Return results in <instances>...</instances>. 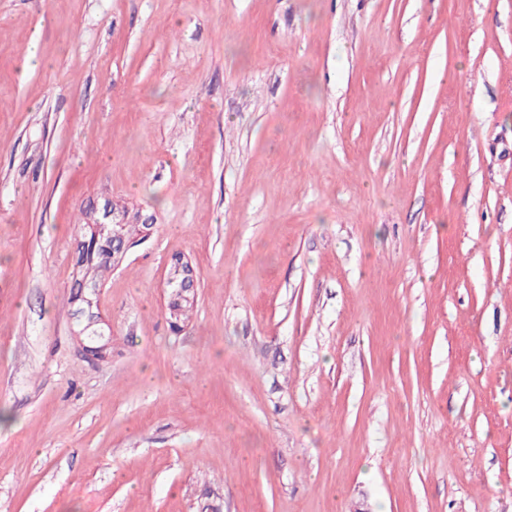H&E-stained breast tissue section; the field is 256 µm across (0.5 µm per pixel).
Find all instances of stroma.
<instances>
[{"instance_id":"obj_1","label":"stroma","mask_w":512,"mask_h":512,"mask_svg":"<svg viewBox=\"0 0 512 512\" xmlns=\"http://www.w3.org/2000/svg\"><path fill=\"white\" fill-rule=\"evenodd\" d=\"M0 512H512V0H0ZM88 244L84 250L79 254L77 260V268L75 270L74 278L75 285L79 288L81 286L80 281H87L86 288L100 287L99 270L104 268L107 269V264H110L103 257L104 244L107 238L99 237L98 242H94L92 235L93 232H88Z\"/></svg>"}]
</instances>
